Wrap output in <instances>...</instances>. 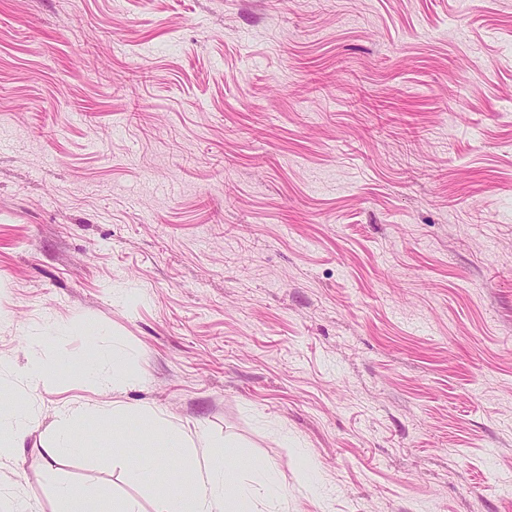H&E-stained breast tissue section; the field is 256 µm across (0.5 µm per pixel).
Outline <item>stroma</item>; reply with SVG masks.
<instances>
[{
	"mask_svg": "<svg viewBox=\"0 0 512 512\" xmlns=\"http://www.w3.org/2000/svg\"><path fill=\"white\" fill-rule=\"evenodd\" d=\"M127 351L136 386L99 384ZM43 360L29 382V357ZM0 493L154 512L112 423L273 463L285 512H512V0H0ZM85 374L92 380L102 382L108 378L124 384L140 382L130 365L128 355L121 349H112V353L96 352L85 364ZM30 416L25 401L16 397L0 412V459L18 453L29 431ZM101 419L100 412L90 405H81L65 415L55 428L52 444L48 450L50 458L60 455H84L95 451L89 442L84 441L78 429L87 422ZM54 493L56 512H104L103 496L94 487L58 481Z\"/></svg>",
	"mask_w": 512,
	"mask_h": 512,
	"instance_id": "35a3bbf8",
	"label": "stroma"
}]
</instances>
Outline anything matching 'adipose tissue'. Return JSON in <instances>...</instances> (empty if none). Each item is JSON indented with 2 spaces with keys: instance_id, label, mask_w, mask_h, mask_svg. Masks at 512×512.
<instances>
[{
  "instance_id": "obj_1",
  "label": "adipose tissue",
  "mask_w": 512,
  "mask_h": 512,
  "mask_svg": "<svg viewBox=\"0 0 512 512\" xmlns=\"http://www.w3.org/2000/svg\"><path fill=\"white\" fill-rule=\"evenodd\" d=\"M85 373L99 382L112 379L133 384L139 380L127 353L117 348L109 353H95L86 362ZM100 417V412L89 405L71 410L55 428L49 456L92 452V445L80 437L78 429ZM29 424V411L24 400L12 399L6 409L0 410V459L21 450ZM152 443L180 456L195 484L194 492L187 495L177 482H169L157 499L156 512H261L262 508L283 499L278 470L273 464L253 465L252 477L242 480L227 467L223 456L210 453L200 458L190 452V439L182 431L159 427ZM54 493L57 512H107L103 509V496L96 488L59 481Z\"/></svg>"
}]
</instances>
